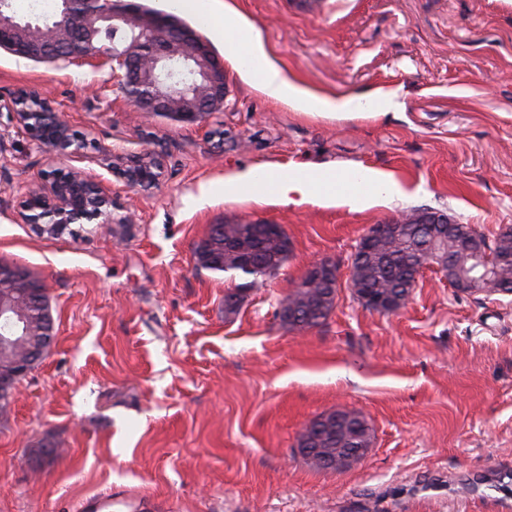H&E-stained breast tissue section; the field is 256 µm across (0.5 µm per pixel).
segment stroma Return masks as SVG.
Here are the masks:
<instances>
[{"label": "stroma", "instance_id": "obj_1", "mask_svg": "<svg viewBox=\"0 0 512 512\" xmlns=\"http://www.w3.org/2000/svg\"><path fill=\"white\" fill-rule=\"evenodd\" d=\"M272 55L313 89L400 91L374 118L316 120L266 100L195 15L224 66L223 111L175 123L140 112L109 70L0 50V101L35 92L89 142L62 159L0 111V263L47 290L54 336L0 407V512H512V293L464 292L424 270L398 311L350 287L362 233L423 210L512 226V0H238ZM163 177H121L144 152ZM102 181L111 223L48 237L21 219L62 163ZM326 164L392 174L403 198L364 210L224 197L251 167ZM279 224L291 252L248 289L195 257L214 224ZM335 264L328 319L296 330L282 301L311 263ZM355 409L359 461L310 467L296 450L319 415ZM56 449L54 459L43 449Z\"/></svg>", "mask_w": 512, "mask_h": 512}]
</instances>
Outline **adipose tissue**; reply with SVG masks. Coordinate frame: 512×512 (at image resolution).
Wrapping results in <instances>:
<instances>
[{
    "mask_svg": "<svg viewBox=\"0 0 512 512\" xmlns=\"http://www.w3.org/2000/svg\"><path fill=\"white\" fill-rule=\"evenodd\" d=\"M184 6L216 20V34L224 41L225 54L249 59L240 68V80L269 100L287 105L303 115L325 120L356 118V97L346 94L321 95L288 72L272 57L255 23L238 6L237 0H182ZM248 192L252 201L268 196L289 202L293 197H319L354 210L370 207L379 199L402 196V188L383 172L366 169L349 172L346 182L324 183L312 170L296 167L278 175H262L248 168L224 179L225 198Z\"/></svg>",
    "mask_w": 512,
    "mask_h": 512,
    "instance_id": "obj_1",
    "label": "adipose tissue"
}]
</instances>
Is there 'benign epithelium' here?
<instances>
[{
    "instance_id": "1",
    "label": "benign epithelium",
    "mask_w": 512,
    "mask_h": 512,
    "mask_svg": "<svg viewBox=\"0 0 512 512\" xmlns=\"http://www.w3.org/2000/svg\"><path fill=\"white\" fill-rule=\"evenodd\" d=\"M64 8L63 20L47 30L0 19V49L35 62L62 58L107 65L113 86L136 108L172 121L195 124L223 111L224 68L210 61L208 47L181 22L135 6L120 8L114 0H65ZM12 109L32 141L73 154L87 147L40 95L23 93L13 99ZM122 175L131 187L154 186L161 178L162 163L155 155L144 154ZM105 206L100 183L73 166L55 167L29 190L23 221L54 236L83 219L112 223ZM400 228L396 222L373 224L360 238L359 247L372 251ZM309 273L327 287H337L336 268L331 265L316 262ZM45 297L44 285L28 271L0 264V321L11 326L8 334L0 336V395L16 389L19 379L46 352L43 337L53 333V320ZM362 303L379 313L399 309L386 296L367 297Z\"/></svg>"
}]
</instances>
